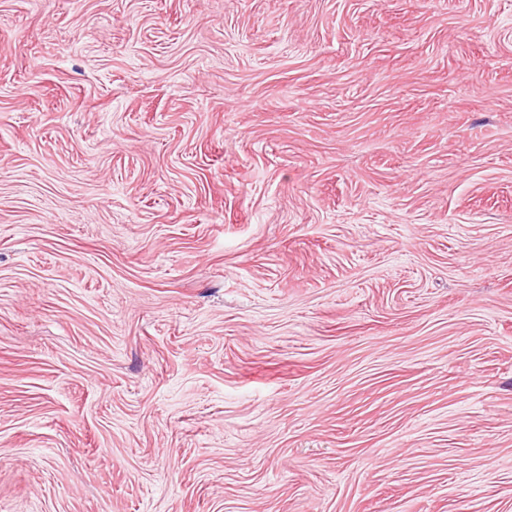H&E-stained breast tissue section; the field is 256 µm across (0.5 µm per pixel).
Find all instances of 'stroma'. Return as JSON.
<instances>
[{"mask_svg": "<svg viewBox=\"0 0 512 512\" xmlns=\"http://www.w3.org/2000/svg\"><path fill=\"white\" fill-rule=\"evenodd\" d=\"M0 512H512V0H0Z\"/></svg>", "mask_w": 512, "mask_h": 512, "instance_id": "stroma-1", "label": "stroma"}]
</instances>
